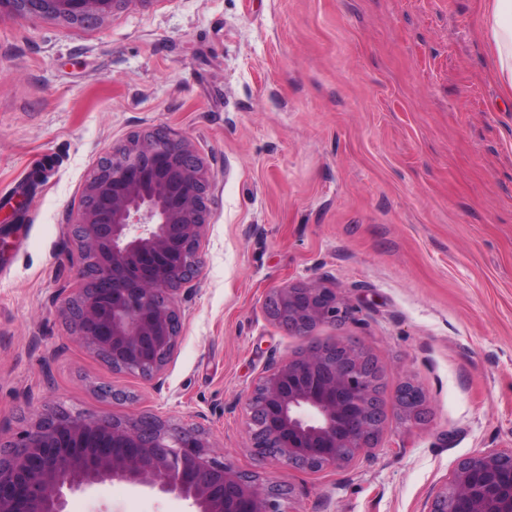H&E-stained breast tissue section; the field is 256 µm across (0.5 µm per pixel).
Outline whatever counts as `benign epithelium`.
Masks as SVG:
<instances>
[{
	"label": "benign epithelium",
	"mask_w": 512,
	"mask_h": 512,
	"mask_svg": "<svg viewBox=\"0 0 512 512\" xmlns=\"http://www.w3.org/2000/svg\"><path fill=\"white\" fill-rule=\"evenodd\" d=\"M131 0H0V16L95 21ZM211 178L190 145L156 129L133 135L91 177L70 224L75 295L62 299L78 339L114 370L159 381L181 329L177 298L200 265ZM265 307L288 334L349 318L327 280L276 288ZM376 367L348 339L271 362L246 399L256 456L319 471L374 447L386 406L419 421L426 396L412 383L391 398ZM104 481L147 487L193 512H287L288 492L227 466L204 435L151 416L47 410L0 443V512H65V496ZM428 512H512V450L463 459Z\"/></svg>",
	"instance_id": "1"
}]
</instances>
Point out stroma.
<instances>
[{
  "label": "stroma",
  "mask_w": 512,
  "mask_h": 512,
  "mask_svg": "<svg viewBox=\"0 0 512 512\" xmlns=\"http://www.w3.org/2000/svg\"><path fill=\"white\" fill-rule=\"evenodd\" d=\"M486 0H130L90 24L0 17V440L61 408L201 426L288 512H427L467 457L512 449V92ZM212 173L202 266L161 385L74 337L69 216L136 133ZM327 277L354 311L292 336L272 289ZM344 337L385 396L376 447L309 471L256 456L244 404L271 358ZM126 393L123 401L109 392ZM105 482L66 512H188ZM389 403L397 415L420 421L425 411L426 396L419 387L408 382L395 391Z\"/></svg>",
  "instance_id": "35a3bbf8"
}]
</instances>
